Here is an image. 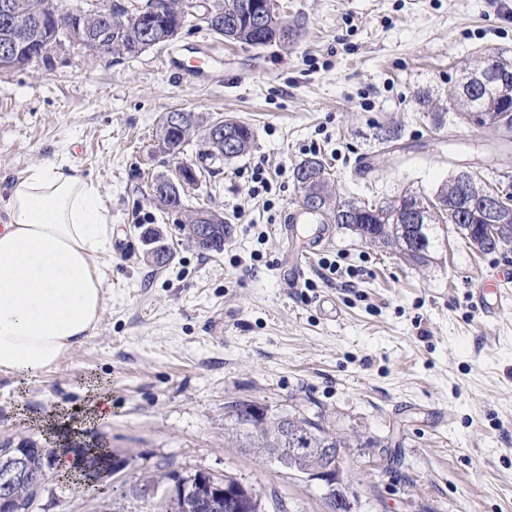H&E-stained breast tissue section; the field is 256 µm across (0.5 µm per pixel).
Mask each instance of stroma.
<instances>
[{
  "mask_svg": "<svg viewBox=\"0 0 512 512\" xmlns=\"http://www.w3.org/2000/svg\"><path fill=\"white\" fill-rule=\"evenodd\" d=\"M293 44H230L187 20L178 40L133 58L52 46L49 68L0 70V193L25 168L68 157L108 201L112 251L92 338L28 381L0 373V448L45 445L42 419L106 391L83 443L125 459L97 490L50 473L33 512H137L145 473L230 475L265 512H326L317 483L224 445V405L300 412L348 438L360 512H512V308L484 315L473 291L512 248L481 255L438 226L431 262L412 266L345 229L282 284L293 170L317 157L341 196L376 204L433 195L474 169L512 190V136L463 123L448 91L476 53L512 60V0H278ZM174 109L233 118L253 132L163 213L150 190L171 166L157 149ZM399 132L397 149L386 133ZM272 190L250 192L255 168ZM232 227L220 253L183 240L186 209ZM173 249L147 258V231Z\"/></svg>",
  "mask_w": 512,
  "mask_h": 512,
  "instance_id": "35a3bbf8",
  "label": "stroma"
}]
</instances>
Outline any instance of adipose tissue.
Returning <instances> with one entry per match:
<instances>
[{"mask_svg": "<svg viewBox=\"0 0 512 512\" xmlns=\"http://www.w3.org/2000/svg\"><path fill=\"white\" fill-rule=\"evenodd\" d=\"M0 207V373L32 378L96 331L112 224L99 184L64 160L26 168Z\"/></svg>", "mask_w": 512, "mask_h": 512, "instance_id": "adipose-tissue-1", "label": "adipose tissue"}]
</instances>
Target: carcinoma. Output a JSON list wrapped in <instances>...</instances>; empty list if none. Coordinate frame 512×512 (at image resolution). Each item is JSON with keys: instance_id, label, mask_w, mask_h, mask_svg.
<instances>
[{"instance_id": "cac0c4a2", "label": "carcinoma", "mask_w": 512, "mask_h": 512, "mask_svg": "<svg viewBox=\"0 0 512 512\" xmlns=\"http://www.w3.org/2000/svg\"><path fill=\"white\" fill-rule=\"evenodd\" d=\"M124 8L119 0H97L94 13L89 17L90 31L99 37L105 46L109 56L135 57L142 51L140 44V32L136 24H121L114 18L121 15ZM238 10L228 8L224 14L211 21L202 19L208 30L213 34L228 40L246 44L252 47L267 45V41L277 34L288 33L285 44L293 42L296 35L294 28L284 20L279 8L274 7L267 14L264 28L255 30L246 20L237 16ZM58 42L54 25L47 21L40 31L38 46L43 48L42 53L31 55L21 60L19 69L35 68L41 65L50 66L51 58L49 49ZM450 105L460 115H469L476 112H511L512 101L505 104L501 102V94L494 90L486 91L479 95H473L467 91H448ZM174 113L183 115L182 121L177 126L165 127L171 113L166 112L160 119L158 145H179L189 148L196 135L202 136L206 149L200 152V157L214 164L233 159L226 153L221 141L212 142L206 138L207 126L203 125L200 118L193 112L176 109ZM294 179L309 181L308 187L314 193L323 195L321 206L311 207L307 201H302V207L310 213H314L326 223H336V217L343 211L356 213V220L351 224H344L342 228L349 229L359 237H364L365 225H370L372 236L367 241L383 248L391 249L400 254L407 262L417 265L429 263L432 251L435 247L433 230H428L424 235V242L417 243L410 238L406 230L400 227V217L406 207L417 199V195L409 193L402 198H396L382 205L369 204L358 199H346L328 190V172L323 161L313 157L302 161L293 171ZM212 217V223L208 225L209 233L200 234L194 226L184 225L186 238L201 252H216L224 250V239L230 236V225L224 223V215L205 208ZM255 406L252 401L234 400L227 403L224 409L233 411L235 425L225 426L224 432L228 436V442L237 448H285V436L295 434L299 436L300 448H321L328 444L334 448L347 447V441L322 427L315 421L304 416L290 414L285 419L274 417L266 424L261 432H256L253 427L251 413L248 408ZM216 483L234 481L232 476L213 478ZM211 481V482H213ZM210 481L194 483V505L192 512H235L231 503L218 501L211 494ZM13 493L17 499L16 512H30L36 500V488L31 483H21L15 486Z\"/></svg>"}]
</instances>
